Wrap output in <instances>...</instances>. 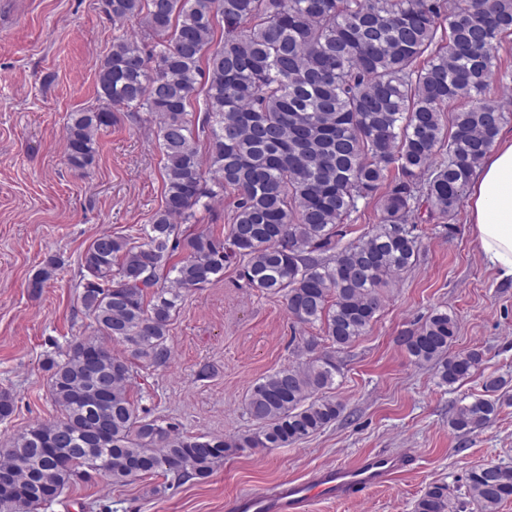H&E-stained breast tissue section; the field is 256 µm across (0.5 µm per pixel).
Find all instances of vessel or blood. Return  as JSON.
Returning <instances> with one entry per match:
<instances>
[{"label": "vessel or blood", "instance_id": "1", "mask_svg": "<svg viewBox=\"0 0 512 512\" xmlns=\"http://www.w3.org/2000/svg\"><path fill=\"white\" fill-rule=\"evenodd\" d=\"M406 466L404 456L376 454L353 467L324 466L306 481L290 482L272 492H247L232 499L231 512H304L313 496L348 500L388 483Z\"/></svg>", "mask_w": 512, "mask_h": 512}]
</instances>
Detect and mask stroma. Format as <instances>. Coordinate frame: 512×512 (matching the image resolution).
Masks as SVG:
<instances>
[{
    "mask_svg": "<svg viewBox=\"0 0 512 512\" xmlns=\"http://www.w3.org/2000/svg\"><path fill=\"white\" fill-rule=\"evenodd\" d=\"M130 28L110 20L102 0H0V390L15 401L0 422V448L57 416L44 359L93 333L80 301L84 250L101 234L151 223L162 206L163 163L144 118L117 113L98 135L89 176L64 161L68 115L95 104L97 66L113 36ZM417 232L415 264L387 288L366 333L337 355L341 374L329 394L343 412L335 422L284 448L232 449L208 478L177 488L161 477L79 481L41 512H226L237 494L385 451L406 456L402 474L352 500L314 498L307 512H414L436 483L447 485L456 512H478L466 477L490 461L512 466V405L469 435L448 421L464 397L483 394L486 377L512 379V280L485 264L468 201L452 223L427 218ZM50 257L60 268L32 292L30 279ZM436 308L457 320L453 351L484 355L478 372L451 387L413 364L399 342ZM322 333L297 323L281 295L247 288L229 267L185 294L170 326L169 366L139 367L130 394L140 414L187 435L231 440L255 427L243 408L249 388L300 361L297 337Z\"/></svg>",
    "mask_w": 512,
    "mask_h": 512,
    "instance_id": "stroma-1",
    "label": "stroma"
}]
</instances>
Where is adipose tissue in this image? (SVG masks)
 Instances as JSON below:
<instances>
[{"mask_svg": "<svg viewBox=\"0 0 512 512\" xmlns=\"http://www.w3.org/2000/svg\"><path fill=\"white\" fill-rule=\"evenodd\" d=\"M469 210L485 262L512 279V141L495 146L477 169Z\"/></svg>", "mask_w": 512, "mask_h": 512, "instance_id": "adipose-tissue-1", "label": "adipose tissue"}]
</instances>
